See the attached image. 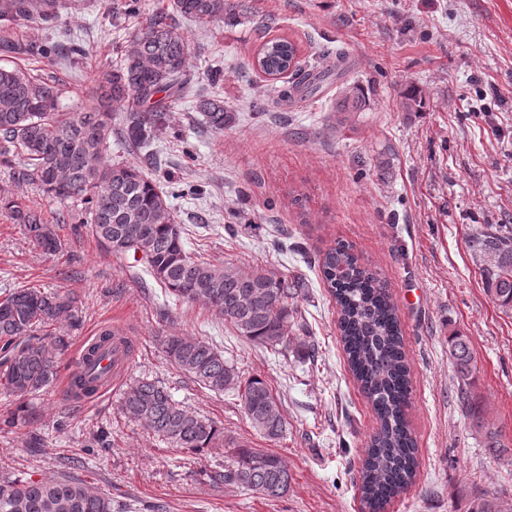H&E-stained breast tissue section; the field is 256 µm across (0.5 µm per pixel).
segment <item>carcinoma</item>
Segmentation results:
<instances>
[{
  "label": "carcinoma",
  "mask_w": 512,
  "mask_h": 512,
  "mask_svg": "<svg viewBox=\"0 0 512 512\" xmlns=\"http://www.w3.org/2000/svg\"><path fill=\"white\" fill-rule=\"evenodd\" d=\"M76 6L74 0H0V26L43 25ZM233 0H173L172 11L156 12L127 38L119 65L97 67L89 78L88 104L60 111L61 87L53 79L20 68L0 66V166L19 184H35L69 207V219L87 226L111 253L142 252L146 271L180 301L201 302L224 317L236 332L266 348L288 338L298 314L291 303L298 280L266 269L243 270L194 259L185 249L181 227L168 197L142 166L105 160L112 146V106L127 105L117 134L121 143L140 151L153 131L166 123L186 86L191 47L175 17L202 23L236 14ZM29 52L48 58L55 45L0 41V54ZM256 66L277 79L298 72L297 46L286 38L261 45ZM204 123L216 132L232 120L218 97L199 101ZM18 224L46 252L61 249L60 240L42 214L11 197L0 201ZM149 224L152 233L138 237L132 227ZM468 246L483 266L488 295L503 312L512 311V224H479ZM323 282L336 301L337 330L354 378L371 403L379 427L370 436L362 461L360 492L369 512H386L392 499L410 485L417 461L406 418L410 369L398 309L385 281L368 268L352 247L337 243L318 260ZM67 320L78 322L75 299L43 288H12L0 294V387L24 398L56 379L60 342L47 329ZM164 349L179 369L216 393L236 390L251 425L265 438L283 435L281 406L268 382L253 376L241 381L237 368L208 342L191 336H167ZM458 380V401L473 426L485 432L490 448H502L503 433L485 427L474 407L471 386L474 356L465 336L449 340ZM122 409L155 436L177 448L200 452L223 443L232 464L212 469L206 479L234 485L271 499L288 493L291 474L274 453L247 442L224 439V429L188 411L158 382L143 378L122 398ZM0 512H124L95 484L78 477L35 480L0 478Z\"/></svg>",
  "instance_id": "carcinoma-1"
}]
</instances>
